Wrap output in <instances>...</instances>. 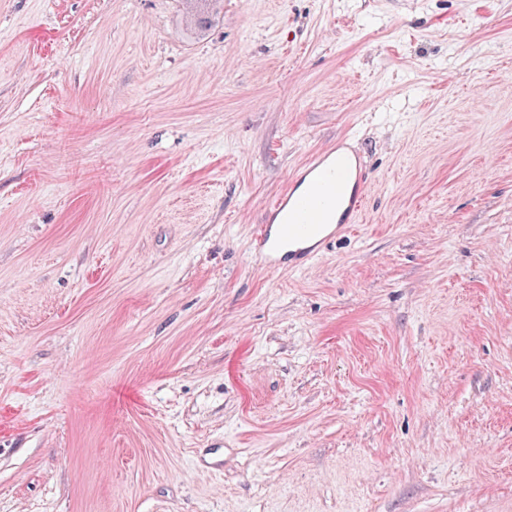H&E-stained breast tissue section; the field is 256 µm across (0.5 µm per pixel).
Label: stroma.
Wrapping results in <instances>:
<instances>
[{
    "mask_svg": "<svg viewBox=\"0 0 512 512\" xmlns=\"http://www.w3.org/2000/svg\"><path fill=\"white\" fill-rule=\"evenodd\" d=\"M0 512H512V0H0ZM187 6V18L191 27L202 28L209 19V10H213L214 5L221 3V0H185ZM212 6V7H211ZM343 136L336 145L314 154L292 175L266 211L258 234V259L263 266L288 268L312 265L324 246L358 222L367 188L362 160ZM303 191L297 193L299 187Z\"/></svg>",
    "mask_w": 512,
    "mask_h": 512,
    "instance_id": "obj_1",
    "label": "stroma"
}]
</instances>
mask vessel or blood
<instances>
[{"label":"vessel or blood","instance_id":"vessel-or-blood-1","mask_svg":"<svg viewBox=\"0 0 512 512\" xmlns=\"http://www.w3.org/2000/svg\"><path fill=\"white\" fill-rule=\"evenodd\" d=\"M346 135L314 154L269 205L258 234V259L268 267L312 265L324 246L357 223L367 188L362 160Z\"/></svg>","mask_w":512,"mask_h":512}]
</instances>
